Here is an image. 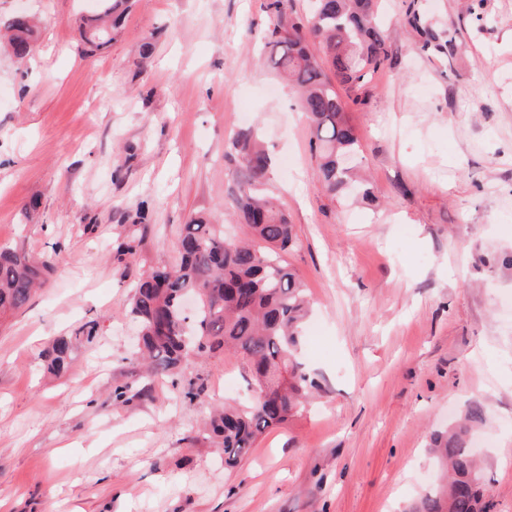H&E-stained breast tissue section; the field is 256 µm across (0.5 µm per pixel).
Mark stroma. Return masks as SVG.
I'll use <instances>...</instances> for the list:
<instances>
[{"mask_svg": "<svg viewBox=\"0 0 512 512\" xmlns=\"http://www.w3.org/2000/svg\"><path fill=\"white\" fill-rule=\"evenodd\" d=\"M418 4L443 50L408 22ZM267 0H132L87 51L99 0H0L38 25L24 64L0 51V246L53 266L0 318V512H402L435 487L429 436L470 403L490 512H512V0H385L384 65L352 104L378 197L332 198L288 85L264 65ZM149 58H142L144 43ZM258 129L308 288L305 409L225 468L201 433L252 397L232 353L192 359L205 392L130 363L136 270L114 224L146 205L136 269L171 265L192 216L241 234L229 139ZM35 212H26L30 200ZM96 321L59 377L43 354ZM120 385L135 398L112 400Z\"/></svg>", "mask_w": 512, "mask_h": 512, "instance_id": "35a3bbf8", "label": "stroma"}]
</instances>
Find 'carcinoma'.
Returning a JSON list of instances; mask_svg holds the SVG:
<instances>
[{
  "label": "carcinoma",
  "instance_id": "1",
  "mask_svg": "<svg viewBox=\"0 0 512 512\" xmlns=\"http://www.w3.org/2000/svg\"><path fill=\"white\" fill-rule=\"evenodd\" d=\"M311 12L286 17L290 0H271V27L265 63L297 92L315 147L317 175L331 196H372L357 180L353 158L358 138L336 92L334 82L361 89L370 72L388 56L381 24V0H311ZM129 0H102L103 15L82 18L84 43L100 50L112 41ZM409 23L428 47L435 34L417 10ZM14 58L33 51L35 25L17 13L0 25ZM323 45L324 57L311 53L309 41ZM330 65V79L324 65ZM244 179L236 197V221L251 240L224 234V225L195 217L180 232V259L141 274L134 286L127 315L138 325L137 359L151 376L185 372L192 356L229 351L246 364L255 385V401L224 408L214 415L208 435L233 467L267 430L283 425L314 397L319 384L299 361L301 326L309 313L306 289L284 260L294 242V225L277 200L264 189L270 180L271 158L252 131L237 134L230 144ZM117 225L113 252L129 268L136 263L143 241L151 233L145 210L124 215ZM51 270L46 258L25 249L0 248V316L24 308ZM95 338V324L79 336H61L46 351L47 370H65L75 347ZM483 408L469 406L464 422L452 433L436 435L432 448L448 469L447 482L426 493L406 512H489L476 456L466 441L468 423L481 421Z\"/></svg>",
  "mask_w": 512,
  "mask_h": 512
}]
</instances>
